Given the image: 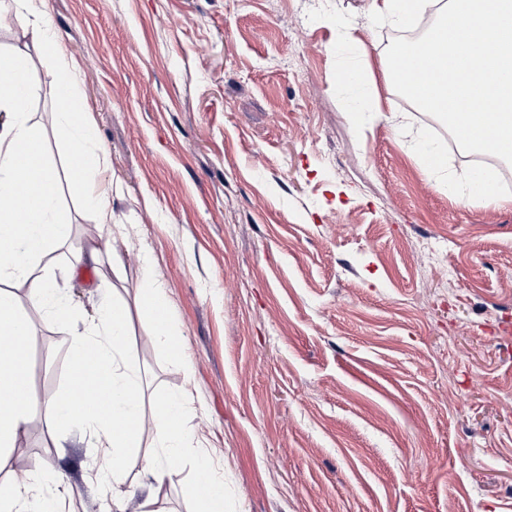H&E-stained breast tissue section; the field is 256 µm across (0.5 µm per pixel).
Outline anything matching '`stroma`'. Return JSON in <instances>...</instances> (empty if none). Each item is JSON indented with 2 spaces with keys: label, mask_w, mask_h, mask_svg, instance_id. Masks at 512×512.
Segmentation results:
<instances>
[{
  "label": "stroma",
  "mask_w": 512,
  "mask_h": 512,
  "mask_svg": "<svg viewBox=\"0 0 512 512\" xmlns=\"http://www.w3.org/2000/svg\"><path fill=\"white\" fill-rule=\"evenodd\" d=\"M369 2L34 0L57 58L0 20V50L28 56V112L70 223L49 274L73 311L58 324L11 285L36 408L0 483L53 470L64 512L143 499L151 428L116 490L90 436L40 410L66 393L71 327L112 292L146 401L193 399L188 424L224 470L229 512H512V333L490 331L512 318V205L462 201L425 174L417 132L457 177L470 156L395 91L399 31L374 26ZM72 60L74 107L109 158L99 183L121 188L110 237L55 131ZM348 67L362 86L337 82ZM91 248L99 263H77ZM147 270L190 371L141 307ZM194 479L183 456L156 512H194Z\"/></svg>",
  "instance_id": "1"
}]
</instances>
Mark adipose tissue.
Wrapping results in <instances>:
<instances>
[{
    "instance_id": "adipose-tissue-1",
    "label": "adipose tissue",
    "mask_w": 512,
    "mask_h": 512,
    "mask_svg": "<svg viewBox=\"0 0 512 512\" xmlns=\"http://www.w3.org/2000/svg\"><path fill=\"white\" fill-rule=\"evenodd\" d=\"M29 66L25 55H0V453L15 447L35 408L29 395L21 394L25 381L13 369L18 354L14 328L22 316L9 286L28 283L32 297L44 306L51 319L71 320V308L44 265L68 233L57 209L59 182L40 155L39 134L27 117L26 89ZM58 134L70 146V168L89 181L85 205L98 223L112 222V190L94 186L95 178L109 168L95 128L72 107L62 108L56 119ZM28 156H21V149ZM144 303L152 315L160 345L177 360L186 354L175 334L165 292L152 274L142 279ZM129 311L115 298L102 299L97 323L74 330L69 340L70 384L65 398L45 402L42 416L48 426L62 428L81 423L104 450L105 467L113 487L125 482L124 456L138 447L144 419H151L155 454L146 457L143 478L147 498L134 512H148L171 476L170 459L192 449L196 439L187 426L192 410L187 394L161 397L152 413H144V393L138 369L128 355ZM199 480L192 490L196 512H224V476L211 457L197 453ZM49 478L29 475L0 487V512H62L61 502L45 489Z\"/></svg>"
}]
</instances>
